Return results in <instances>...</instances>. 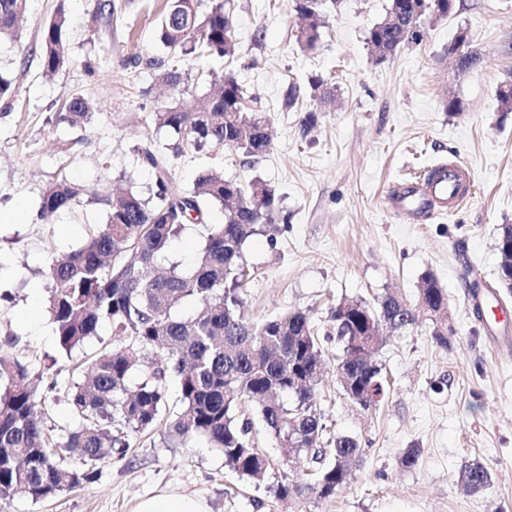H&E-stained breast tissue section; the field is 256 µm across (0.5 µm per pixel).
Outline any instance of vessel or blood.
I'll use <instances>...</instances> for the list:
<instances>
[{
	"label": "vessel or blood",
	"instance_id": "b4317fda",
	"mask_svg": "<svg viewBox=\"0 0 512 512\" xmlns=\"http://www.w3.org/2000/svg\"><path fill=\"white\" fill-rule=\"evenodd\" d=\"M471 187V175L466 168L455 161L441 163L403 185L392 203L406 215L418 217L436 209H455L470 197Z\"/></svg>",
	"mask_w": 512,
	"mask_h": 512
}]
</instances>
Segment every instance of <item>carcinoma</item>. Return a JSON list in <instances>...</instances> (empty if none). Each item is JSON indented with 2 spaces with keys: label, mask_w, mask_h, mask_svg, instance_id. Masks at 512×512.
<instances>
[{
  "label": "carcinoma",
  "mask_w": 512,
  "mask_h": 512,
  "mask_svg": "<svg viewBox=\"0 0 512 512\" xmlns=\"http://www.w3.org/2000/svg\"><path fill=\"white\" fill-rule=\"evenodd\" d=\"M28 0H0V36H18ZM233 0H166L158 38L166 57L149 61L158 81L178 89L197 71L196 83L207 88L202 98L172 101L153 115L166 133L159 151L139 150L154 171L149 197L127 191L112 202L106 191L91 190L61 174L42 190L39 218L50 223L63 210L92 197L107 212V222L83 245L48 253L39 274L46 283L47 309L59 350L67 355L108 329L115 345L106 346L76 367L66 385V404L79 419L77 428L53 439L46 430L40 376L14 356V340L0 343V500L23 491L43 500L97 478L98 462L124 455L128 442L112 433L119 423L143 432L166 417L163 439L189 446L196 439L224 452V463L239 478L258 480L270 467L256 448L252 418L243 413L256 403V415L293 461L311 454L308 481H281L278 499L313 495L330 497L350 482L362 455L359 440L333 434L318 405L316 382L324 368L325 343L336 341V367L344 371L341 387L348 398L369 410L382 402L390 385L375 358L381 338L372 324L409 330L419 319L432 323L434 342L448 349L452 328L442 320L448 293L431 273L422 277L416 300L399 303L387 293L376 305L343 300L330 311L329 329L314 325L302 311H288L253 321L244 312L238 289L250 269L245 242L261 221L275 222L272 190L258 182L243 185L224 173L207 170L193 190L178 187L170 161L190 151L225 148L253 161L271 148L268 119L245 112L246 100L236 77L209 66L213 58L234 56L237 45ZM337 0H295L302 20L296 43L303 50L319 44L323 8ZM64 7L44 25L40 42L43 73L52 76L69 62ZM367 44L397 49L418 38L401 36L376 23ZM95 118L92 101L71 95L56 121L87 129ZM220 205L224 223L208 225L195 266L170 264L158 272V260L170 242L192 226L204 224L207 208ZM499 284L512 291V224L500 227ZM192 303L188 314L180 313ZM179 379L181 411L171 414L167 375ZM81 460L71 467L66 458ZM473 492L490 484L480 462L465 464L458 476Z\"/></svg>",
  "instance_id": "1"
}]
</instances>
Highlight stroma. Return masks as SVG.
I'll use <instances>...</instances> for the list:
<instances>
[{
    "mask_svg": "<svg viewBox=\"0 0 512 512\" xmlns=\"http://www.w3.org/2000/svg\"><path fill=\"white\" fill-rule=\"evenodd\" d=\"M97 0H29L18 37L0 38V72L13 81L12 106L0 112V334L13 353L42 376L45 422L62 435L74 420L63 400L70 360L57 348L48 314L20 326L15 314L36 282L42 256L78 248L106 221L104 208L84 201L52 223L37 218L44 186L59 172L92 189L134 190L148 196L153 171L137 151L162 142L152 115L174 98L148 62L165 56L158 41L162 0H115L114 14ZM389 0H343L327 13L316 49L295 41L294 0H235L237 51L213 66L233 72L253 110L270 121L272 147L247 162L215 150L174 161L176 184L192 189L206 169L242 183L260 181L279 200L284 219L262 227L244 249L254 274L240 296L245 312L263 319L288 310L326 322L340 300L395 292L415 300L433 274L448 292L453 333L438 347L429 324L385 332L376 358L392 383L380 405L362 410L344 395L334 369L320 384V409L334 432L359 439L363 455L349 486L336 496L280 501L272 487L309 472L308 457L285 464L262 426L256 444L275 463L261 481L239 479L223 453L205 441L175 448L159 431L128 434L124 457L98 463L94 483L32 501L23 493L0 512H131L139 498L164 489L204 496L210 512H512V333L493 316L477 320L468 281L496 288L512 313V292L498 285L499 228L512 224V112L502 113L498 86L512 76V0H456L454 14L426 24L419 43L374 62L368 29ZM70 19V63L42 74L43 24L57 8ZM477 55L459 70L448 55L458 34ZM327 80L334 107L320 110L302 95L283 98L289 83L308 88ZM74 93L98 114L80 144L54 120ZM464 103L446 111L448 97ZM317 110L316 128L302 134L304 111ZM453 159L467 168L474 192L453 213L417 219L394 211L402 180ZM420 451L413 469L398 460ZM478 460L491 482L477 493L458 483L461 467Z\"/></svg>",
    "mask_w": 512,
    "mask_h": 512,
    "instance_id": "35a3bbf8",
    "label": "stroma"
}]
</instances>
